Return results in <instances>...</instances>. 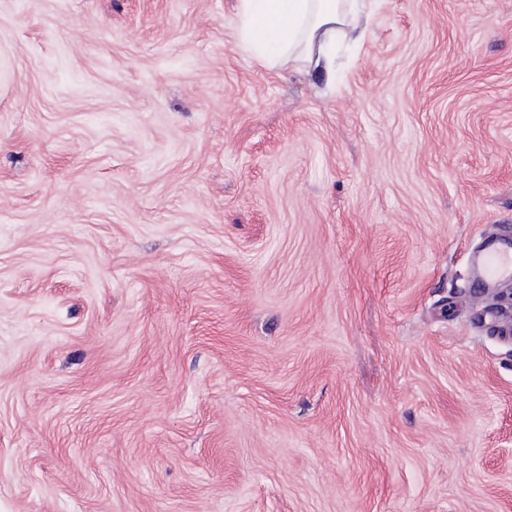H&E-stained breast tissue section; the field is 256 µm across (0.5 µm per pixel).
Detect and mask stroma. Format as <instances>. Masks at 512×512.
Returning <instances> with one entry per match:
<instances>
[{
	"label": "stroma",
	"mask_w": 512,
	"mask_h": 512,
	"mask_svg": "<svg viewBox=\"0 0 512 512\" xmlns=\"http://www.w3.org/2000/svg\"><path fill=\"white\" fill-rule=\"evenodd\" d=\"M489 235L512 0H0V512H512ZM372 0H237L242 47L269 67L304 61L315 70L335 68L336 37L360 38L359 21Z\"/></svg>",
	"instance_id": "stroma-1"
}]
</instances>
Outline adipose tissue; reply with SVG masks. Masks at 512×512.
<instances>
[{"instance_id":"1","label":"adipose tissue","mask_w":512,"mask_h":512,"mask_svg":"<svg viewBox=\"0 0 512 512\" xmlns=\"http://www.w3.org/2000/svg\"><path fill=\"white\" fill-rule=\"evenodd\" d=\"M370 0H237L242 47L270 67L303 61L330 72L337 37L351 38Z\"/></svg>"}]
</instances>
